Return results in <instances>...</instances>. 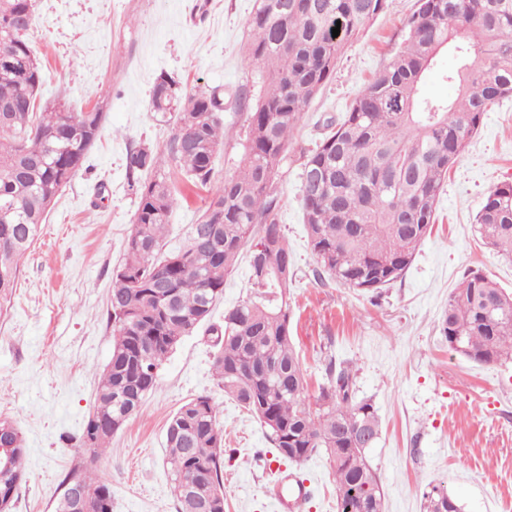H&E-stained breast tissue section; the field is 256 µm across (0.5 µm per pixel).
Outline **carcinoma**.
Wrapping results in <instances>:
<instances>
[{"instance_id": "cac0c4a2", "label": "carcinoma", "mask_w": 512, "mask_h": 512, "mask_svg": "<svg viewBox=\"0 0 512 512\" xmlns=\"http://www.w3.org/2000/svg\"><path fill=\"white\" fill-rule=\"evenodd\" d=\"M34 0H0V308L10 301L22 257L51 203L83 166L103 113L58 103L34 111L42 66L29 40ZM386 0H255L247 21L250 59L262 66L259 95L243 88L246 142L237 173L218 185L213 158L224 145L219 92L183 93L157 77L152 110L177 114L161 154L142 147L127 160L137 197L124 257L113 273L112 354L99 378L97 404L80 437L96 458L138 414L162 362L210 316L224 277L245 255L251 292L224 311L216 328L214 369L224 393L269 430L284 459L323 451L336 479L338 512H384V492L367 456L379 436L370 400L358 399L348 368L331 361L315 409L289 336L288 285L295 257L279 220L274 181L293 128L331 79L339 54L384 9ZM408 33L388 64L326 125L302 164V210L321 272L361 292L378 293L410 267L430 231L451 168L495 102L512 96V0H417ZM340 34L332 36V29ZM459 65L449 101L422 97L421 85L442 49ZM180 170L210 190L186 244L164 249ZM482 243L512 259V182L494 187L476 217ZM448 347L491 365L512 358V292L470 272L440 319ZM166 463L178 512H199L203 497L224 495V432L208 395L186 401L169 419ZM23 443L11 458L13 500L24 479ZM193 485V492L183 487ZM425 512H462L447 489L423 493ZM91 512H112V489L93 483Z\"/></svg>"}]
</instances>
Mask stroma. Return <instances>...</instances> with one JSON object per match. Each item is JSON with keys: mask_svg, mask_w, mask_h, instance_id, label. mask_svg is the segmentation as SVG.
<instances>
[{"mask_svg": "<svg viewBox=\"0 0 512 512\" xmlns=\"http://www.w3.org/2000/svg\"><path fill=\"white\" fill-rule=\"evenodd\" d=\"M416 2L386 0L292 132L274 183L296 257L289 330L308 398L325 382L329 360L354 363L357 394L371 399L381 421L368 458L384 492V512H423L422 494L435 485L446 488L462 512H512V361L474 363L450 350L440 333L448 296L468 271L512 291V261L487 249L475 230L485 195L512 182V97L485 113L448 173L412 264L381 293L315 279L317 261L303 223L304 151L388 63ZM253 6L254 0H35L30 38L44 74L38 105L64 102L77 111H101L104 119L0 310V420L18 429L24 446L25 478L11 512H54L65 474L83 462L92 476L110 481L112 512H177L164 436L173 413L199 395L216 403L224 429V512H275L268 491L285 475L311 491L303 512H337L326 455L300 464L282 460L268 430L225 395L215 376L208 328L249 293L242 261L225 277L208 325L183 337L140 413L113 435L108 451L92 462L76 443L112 351V277L137 208L127 156L142 147L164 150L175 129L174 120L151 110L155 80L167 74L185 92L223 95L224 145L213 167L216 180L233 175L246 140L235 94L242 86H262V69L247 53ZM176 187L170 250L182 246L207 196L181 174Z\"/></svg>", "mask_w": 512, "mask_h": 512, "instance_id": "1", "label": "stroma"}]
</instances>
